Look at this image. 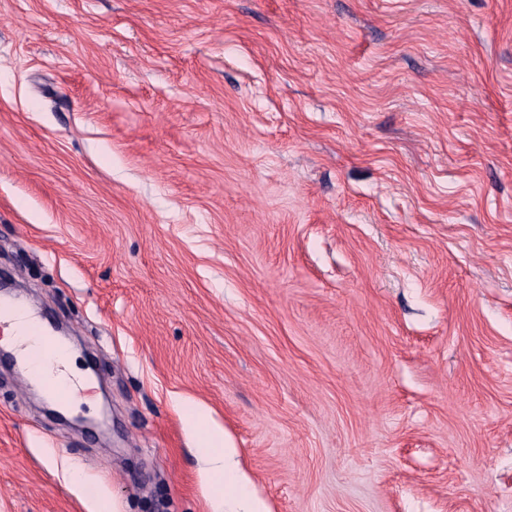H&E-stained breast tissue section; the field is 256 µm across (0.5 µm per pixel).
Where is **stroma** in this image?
Here are the masks:
<instances>
[{
  "mask_svg": "<svg viewBox=\"0 0 512 512\" xmlns=\"http://www.w3.org/2000/svg\"><path fill=\"white\" fill-rule=\"evenodd\" d=\"M0 279V512H512V0H0ZM36 340L37 346H40L38 352V361L44 360L50 371V376L58 378L61 370V362L64 361L66 355L65 349L50 336L31 337ZM34 345V346H35ZM60 380V379H59ZM186 416L200 432V456L207 480L215 482V512H269L265 502L250 488V480L239 467L235 448L224 439L221 428L211 426L194 407L186 408Z\"/></svg>",
  "mask_w": 512,
  "mask_h": 512,
  "instance_id": "35a3bbf8",
  "label": "stroma"
}]
</instances>
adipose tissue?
I'll list each match as a JSON object with an SVG mask.
<instances>
[{"mask_svg": "<svg viewBox=\"0 0 512 512\" xmlns=\"http://www.w3.org/2000/svg\"><path fill=\"white\" fill-rule=\"evenodd\" d=\"M186 416L201 435L200 456L206 479L216 484L218 512H268L265 502L251 490L250 480L241 470L236 450L225 440L223 430L211 426L194 407H187Z\"/></svg>", "mask_w": 512, "mask_h": 512, "instance_id": "1", "label": "adipose tissue"}]
</instances>
